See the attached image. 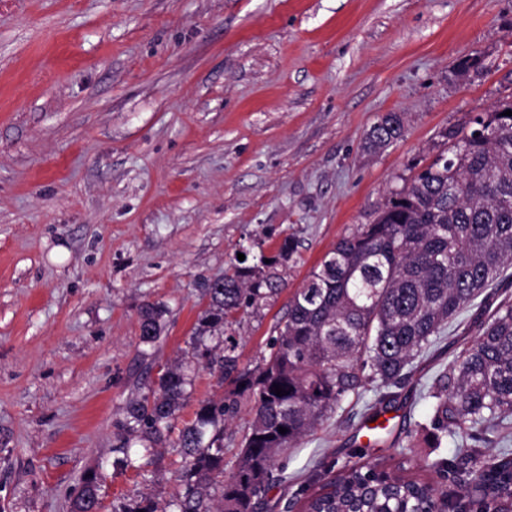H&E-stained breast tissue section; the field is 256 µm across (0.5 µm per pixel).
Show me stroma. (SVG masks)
Wrapping results in <instances>:
<instances>
[{"label":"stroma","mask_w":512,"mask_h":512,"mask_svg":"<svg viewBox=\"0 0 512 512\" xmlns=\"http://www.w3.org/2000/svg\"><path fill=\"white\" fill-rule=\"evenodd\" d=\"M480 55L479 74H459ZM512 94V0H0V512H71L85 470L100 512L177 492L178 449L114 472L113 423L150 362L180 357L242 240L298 252L287 292L242 321V362L321 257L446 147L470 113ZM388 112L401 139L365 133ZM452 319L422 367L470 341L496 282ZM163 304L153 357L138 311ZM422 385L348 397L284 456L266 512H289L353 463L433 483ZM404 121L398 112H388L370 128L364 138V148L376 152L403 135Z\"/></svg>","instance_id":"stroma-1"}]
</instances>
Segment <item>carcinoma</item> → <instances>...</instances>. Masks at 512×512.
Returning a JSON list of instances; mask_svg holds the SVG:
<instances>
[{
  "mask_svg": "<svg viewBox=\"0 0 512 512\" xmlns=\"http://www.w3.org/2000/svg\"><path fill=\"white\" fill-rule=\"evenodd\" d=\"M512 97L445 133L438 154L336 242L288 299L274 327L271 352L254 368L241 365L235 326L272 305L287 288L283 267L297 250L287 235L277 254L252 265L232 256L224 276L203 284L207 300L185 357L160 366L157 376L125 404L112 467H135L130 440L146 450L170 442L176 413L190 399L194 365L203 363L233 388L201 403L174 442L182 451L181 488L164 505L142 498L113 512H263L281 480L279 453L295 445L349 396L371 386L377 403L412 378L413 363L435 345L448 322L512 269ZM404 121L388 112L370 128L364 148L376 152L403 135ZM166 308L139 310L140 344L155 347ZM286 391L275 394L274 386ZM431 416L424 429L436 446L461 439L451 458L432 464L437 484L353 465L328 480L305 512H512V451L488 454L469 441L486 423L512 428V303H500L479 324L444 370L425 386ZM250 424L232 462L224 432L244 399ZM287 429L282 434L279 428ZM107 475L81 479L73 512H100ZM456 491L448 496L447 483Z\"/></svg>",
  "mask_w": 512,
  "mask_h": 512,
  "instance_id": "obj_1",
  "label": "carcinoma"
}]
</instances>
